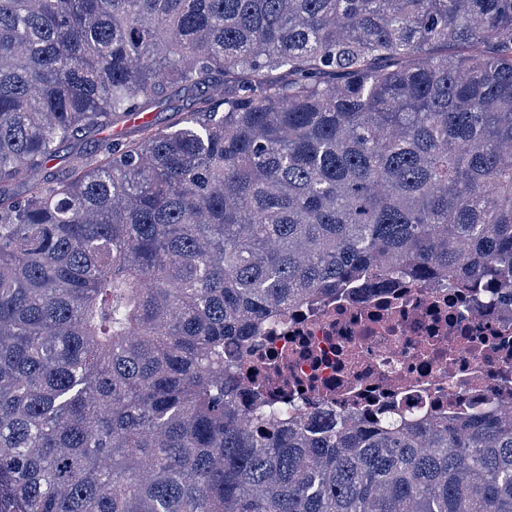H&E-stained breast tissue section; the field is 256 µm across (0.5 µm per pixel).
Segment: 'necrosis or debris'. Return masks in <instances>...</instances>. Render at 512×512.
I'll use <instances>...</instances> for the list:
<instances>
[{"label":"necrosis or debris","mask_w":512,"mask_h":512,"mask_svg":"<svg viewBox=\"0 0 512 512\" xmlns=\"http://www.w3.org/2000/svg\"><path fill=\"white\" fill-rule=\"evenodd\" d=\"M238 403L305 413L319 432L512 406V291L390 274L351 282L228 342Z\"/></svg>","instance_id":"necrosis-or-debris-1"}]
</instances>
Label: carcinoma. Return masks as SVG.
I'll list each match as a JSON object with an SVG mask.
<instances>
[{"label":"carcinoma","instance_id":"carcinoma-1","mask_svg":"<svg viewBox=\"0 0 512 512\" xmlns=\"http://www.w3.org/2000/svg\"><path fill=\"white\" fill-rule=\"evenodd\" d=\"M508 262L512 0H0V512H512V408L247 424L224 359ZM140 120H133L131 119L128 122L120 123L119 125L112 127L111 129L104 131L100 135L91 138V139H83L78 142H73L72 144L66 146L63 148V151L60 152V157L56 158V160L51 162V165H55L56 167H62L65 164V158L68 155L69 151L71 150V146L78 147L81 146V148H85L86 150L90 151L93 150V147L95 145V142L93 140L98 138H104V137H114V138H120V139H126L129 135H132V129L134 125L137 124V122Z\"/></svg>","mask_w":512,"mask_h":512}]
</instances>
